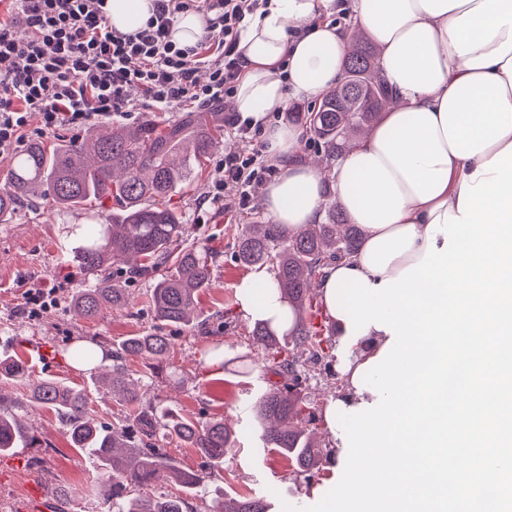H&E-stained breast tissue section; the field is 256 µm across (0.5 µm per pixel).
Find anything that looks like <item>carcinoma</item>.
<instances>
[{
	"label": "carcinoma",
	"mask_w": 512,
	"mask_h": 512,
	"mask_svg": "<svg viewBox=\"0 0 512 512\" xmlns=\"http://www.w3.org/2000/svg\"><path fill=\"white\" fill-rule=\"evenodd\" d=\"M389 102L377 51L361 36L344 61L342 80L324 96L319 111L290 112L288 118L310 132L316 151L330 161L373 127ZM223 143L224 118L217 112L172 125L152 119L120 124L96 137L58 142L49 149L32 141L0 173L4 180L0 223L13 218L21 200L46 193L65 211L115 198L125 207L121 217L80 227L82 243L75 248V257L87 284L74 295L73 310L92 318L105 306L127 307L126 289L111 283L108 276L115 268L130 278L153 282L150 299L158 321L188 324L198 293L211 285L209 254L180 247L188 227L163 199L188 170L202 167ZM360 237V229L329 194L317 224L289 234L276 224L258 222L245 225L238 238L237 260L246 267L272 268L294 317L289 330L281 331L268 322L253 327L252 338L267 352L269 370L283 379L259 397L254 412L259 423L269 424L264 429L265 444L292 458L302 472L312 469L323 455L301 419V358L306 353L319 358L320 347L304 313L313 304L315 278L330 263L352 256ZM286 342L293 351L285 357ZM170 345V339L158 333L130 336L112 353V366L95 372L98 382L130 410L118 426L99 424L85 391L55 379L32 382L26 404L0 396V453L37 447L39 440L20 412L27 407H48L59 415L72 445L98 461L100 483L108 488V512H194L183 493L200 491L204 475L224 469L234 437L222 419L200 424L169 410H157L130 378L126 357L155 368L165 361ZM70 355L84 366L99 358L97 349L88 345L72 347ZM26 373L20 358H0V380L22 379ZM169 435L197 450L199 469L173 462L159 443V437ZM161 470L176 481L179 492L159 496L147 492ZM210 512L267 510L263 499L243 497L223 498Z\"/></svg>",
	"instance_id": "1"
}]
</instances>
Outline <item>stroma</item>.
I'll return each mask as SVG.
<instances>
[{"instance_id":"obj_1","label":"stroma","mask_w":512,"mask_h":512,"mask_svg":"<svg viewBox=\"0 0 512 512\" xmlns=\"http://www.w3.org/2000/svg\"><path fill=\"white\" fill-rule=\"evenodd\" d=\"M223 157V150H216L205 170H192L167 200L189 227L185 245L211 254L212 285L199 293L197 309L201 319L223 320L220 331L159 325L149 307L150 285L145 281L129 283L133 303L128 308H106L90 320L75 316L71 300L83 287L84 274L72 259L79 242L72 227L86 223L89 216L83 211L57 212L51 198L42 196L26 199L12 223L0 224V355L22 357L32 378H54L84 389L97 418L112 424L120 418L122 407L107 390H95L90 371L72 362L68 347L96 343L113 351L125 337L161 330L171 339L166 365L153 371L137 359L127 361L153 405L199 422L221 418L245 423L236 432L238 452L225 457L223 471L207 483L209 492L220 488L229 496H258L270 504L271 512H282L286 503L302 512L338 483L348 456L322 418L325 407L343 388L335 349L345 331L321 302H314L306 320L321 336L322 353L319 361L306 362L301 395L305 411L317 416L309 425L313 440L333 450L335 457L319 461L310 473H300L291 459L265 447L263 428L250 414L268 380L262 369L264 355L252 345L253 324L238 309L236 287L251 270L236 260L234 252L244 226L268 220L269 215L262 186L249 208L202 209ZM33 281L49 287L64 284L60 308L36 319L24 314L23 293ZM216 347L223 349V360L212 357ZM26 420L40 445L0 456V512H103L99 470L83 450L72 446L54 411L33 408ZM61 486L70 490L68 500H58L56 490ZM209 492L194 499L196 512H208Z\"/></svg>"}]
</instances>
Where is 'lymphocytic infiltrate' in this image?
Returning a JSON list of instances; mask_svg holds the SVG:
<instances>
[{
    "label": "lymphocytic infiltrate",
    "mask_w": 512,
    "mask_h": 512,
    "mask_svg": "<svg viewBox=\"0 0 512 512\" xmlns=\"http://www.w3.org/2000/svg\"><path fill=\"white\" fill-rule=\"evenodd\" d=\"M103 4L0 0V158L20 149L33 112L44 129L75 130L128 118L137 102L159 112L220 104L235 145L215 169L207 204L219 211L247 207L265 167L254 147L260 132L240 124L233 100L243 67L241 31L265 0H154L145 26L133 34L112 28ZM188 12L203 14L206 32L182 47L171 29Z\"/></svg>",
    "instance_id": "1"
}]
</instances>
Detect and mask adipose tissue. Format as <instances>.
Returning <instances> with one entry per match:
<instances>
[{"label": "adipose tissue", "instance_id": "1", "mask_svg": "<svg viewBox=\"0 0 512 512\" xmlns=\"http://www.w3.org/2000/svg\"><path fill=\"white\" fill-rule=\"evenodd\" d=\"M152 3L106 0L104 10L115 29L133 33ZM340 8L341 0H266L241 33L235 96L241 121L262 128L280 171L264 201L273 222L288 232L318 223L330 188L363 232L355 254L324 269L323 293L343 269L378 286L421 261L428 225L457 214L463 185H476L483 163L512 145V0H351L347 25L330 20ZM358 31L379 50L392 104L323 170L300 155L304 128L271 124L269 115L336 85ZM237 298L243 317L281 325L287 306L273 276L245 277ZM389 339L372 327L350 345L338 404L375 402L353 376Z\"/></svg>", "mask_w": 512, "mask_h": 512}]
</instances>
